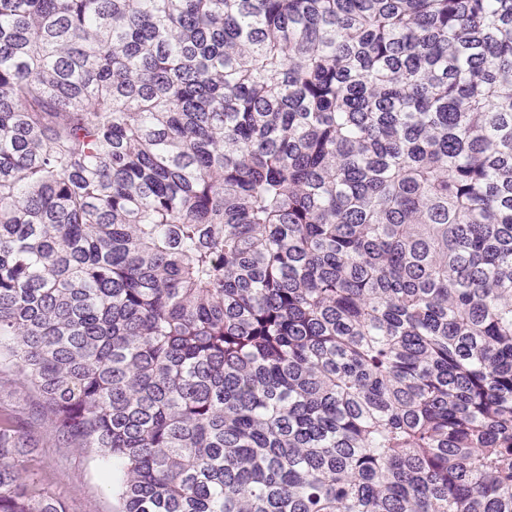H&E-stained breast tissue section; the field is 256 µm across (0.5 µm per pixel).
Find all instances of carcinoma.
Returning <instances> with one entry per match:
<instances>
[{"label": "carcinoma", "instance_id": "cac0c4a2", "mask_svg": "<svg viewBox=\"0 0 512 512\" xmlns=\"http://www.w3.org/2000/svg\"><path fill=\"white\" fill-rule=\"evenodd\" d=\"M0 512H512V0H0ZM35 436L37 465L68 512H114L112 460L103 459L97 448H57L46 426H38Z\"/></svg>", "mask_w": 512, "mask_h": 512}]
</instances>
